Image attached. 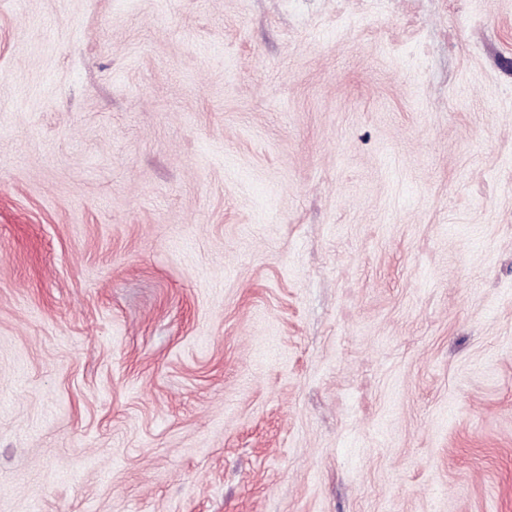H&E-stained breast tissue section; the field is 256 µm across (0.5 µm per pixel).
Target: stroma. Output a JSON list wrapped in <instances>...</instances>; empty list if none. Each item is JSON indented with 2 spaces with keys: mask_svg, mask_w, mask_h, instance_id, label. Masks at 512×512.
<instances>
[{
  "mask_svg": "<svg viewBox=\"0 0 512 512\" xmlns=\"http://www.w3.org/2000/svg\"><path fill=\"white\" fill-rule=\"evenodd\" d=\"M0 512H512V0H0Z\"/></svg>",
  "mask_w": 512,
  "mask_h": 512,
  "instance_id": "stroma-1",
  "label": "stroma"
}]
</instances>
